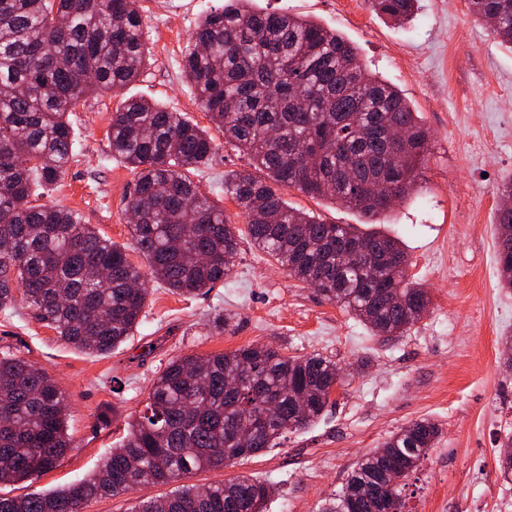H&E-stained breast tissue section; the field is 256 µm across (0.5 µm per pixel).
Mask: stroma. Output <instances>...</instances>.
Wrapping results in <instances>:
<instances>
[{"label": "stroma", "mask_w": 512, "mask_h": 512, "mask_svg": "<svg viewBox=\"0 0 512 512\" xmlns=\"http://www.w3.org/2000/svg\"><path fill=\"white\" fill-rule=\"evenodd\" d=\"M139 0L148 53L136 80L86 98L70 116L77 154L61 185L33 204L78 211L119 245L135 265L125 199L135 173L115 157L107 132L122 102L145 99L206 128L216 145L208 167L189 170L201 193L226 218L243 225L237 204L216 194L224 177L248 160L225 145L184 77L189 39L222 0ZM338 30L360 59L393 85L417 112L431 140L416 194L397 204L381 232L402 240L407 275L427 288L431 304L404 335H373L345 309L290 278L249 241L223 283L183 297L149 283L143 321L124 345L92 356L61 342L23 303L0 311V353L8 351L47 371L60 384L70 413L72 446L59 466L36 480L0 486L15 496L77 481L118 446L144 407L158 373L177 356H207L262 343L286 356L321 354L337 363L342 382L310 427L284 433L272 448L236 464L189 474V485H214L239 475L273 487L266 512H320L366 454L393 432L426 418L439 441L406 489L409 512H512V483L499 461L512 439V289L496 263L499 188L512 179V49L502 46L466 0H418L414 18L397 24L366 0H256ZM290 206L330 224L362 216L327 199L280 187ZM236 313L233 331L211 327L219 312ZM154 353H147L149 344Z\"/></svg>", "instance_id": "stroma-1"}]
</instances>
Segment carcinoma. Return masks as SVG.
Listing matches in <instances>:
<instances>
[{"instance_id": "cac0c4a2", "label": "carcinoma", "mask_w": 512, "mask_h": 512, "mask_svg": "<svg viewBox=\"0 0 512 512\" xmlns=\"http://www.w3.org/2000/svg\"><path fill=\"white\" fill-rule=\"evenodd\" d=\"M137 0H0V310L22 301L34 318L81 352L106 355L141 324L146 283L179 295L212 289L239 257L242 230L187 176L215 153L208 132L179 112L131 100L112 113V154L136 171L125 211L134 250L146 268L79 213L34 205L52 190L74 156L68 119L85 97L134 81L145 60ZM255 0H224L192 36L185 77L224 144L278 185L342 202L368 218L391 211L366 191L384 183L401 201L422 179L430 135L399 91L362 66L341 34L287 12L260 11ZM400 24L417 0H367ZM495 38L512 47V0H468ZM224 195L245 216L251 245L288 276L314 287L376 336H401L421 321L430 298L408 279L400 239L326 224L288 206L249 171L224 179ZM497 264L512 288V180L500 188ZM364 248L345 260L346 247ZM107 272L101 279L100 272ZM236 314L217 313V333ZM239 380L228 392L224 379ZM341 381L332 360L287 357L267 345L171 359L143 411L98 470L48 491L0 494V512H83L93 499L145 484H171L194 471L223 468L273 447L285 432L307 428ZM303 402L306 416L294 405ZM65 395L43 369L0 356V485L55 468L71 447ZM421 419L392 433L385 452L401 462L398 483H377L384 458L373 451L348 474L322 512H404L406 480L438 443ZM267 483L240 476L207 487L177 486L133 512H264Z\"/></svg>"}]
</instances>
